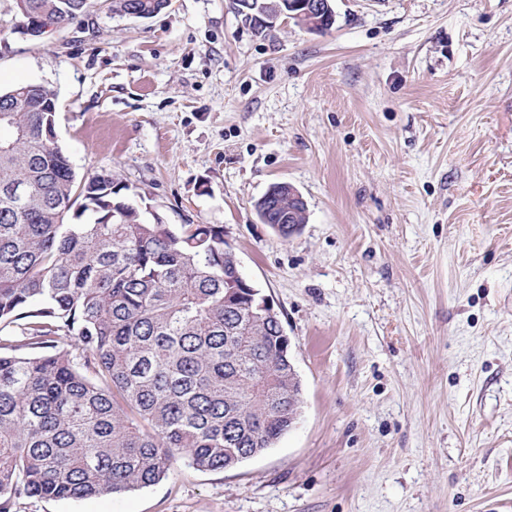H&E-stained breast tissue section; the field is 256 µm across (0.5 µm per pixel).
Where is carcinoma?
<instances>
[{
  "label": "carcinoma",
  "mask_w": 512,
  "mask_h": 512,
  "mask_svg": "<svg viewBox=\"0 0 512 512\" xmlns=\"http://www.w3.org/2000/svg\"><path fill=\"white\" fill-rule=\"evenodd\" d=\"M57 24L93 0H28ZM45 85L0 90V512L233 467L286 433L299 386L278 317L251 314L214 224L147 222L110 172L80 180ZM276 197L265 217L288 216Z\"/></svg>",
  "instance_id": "obj_1"
}]
</instances>
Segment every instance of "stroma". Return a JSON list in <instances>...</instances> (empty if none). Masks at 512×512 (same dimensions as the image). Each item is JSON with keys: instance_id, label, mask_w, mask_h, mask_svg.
I'll list each match as a JSON object with an SVG mask.
<instances>
[{"instance_id": "obj_1", "label": "stroma", "mask_w": 512, "mask_h": 512, "mask_svg": "<svg viewBox=\"0 0 512 512\" xmlns=\"http://www.w3.org/2000/svg\"><path fill=\"white\" fill-rule=\"evenodd\" d=\"M0 0V89L54 90L79 176L222 226L291 341L297 424L230 470L14 512H512V0H335L256 34L230 0H110L31 36ZM295 186L281 239L254 208Z\"/></svg>"}]
</instances>
